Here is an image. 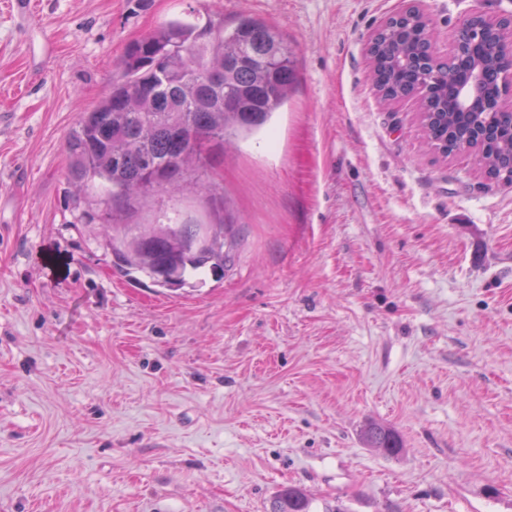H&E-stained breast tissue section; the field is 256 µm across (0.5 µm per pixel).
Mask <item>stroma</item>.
Returning a JSON list of instances; mask_svg holds the SVG:
<instances>
[{"label":"stroma","instance_id":"obj_1","mask_svg":"<svg viewBox=\"0 0 512 512\" xmlns=\"http://www.w3.org/2000/svg\"><path fill=\"white\" fill-rule=\"evenodd\" d=\"M0 0V512H512V185L421 146L367 42L404 0ZM441 58L471 13L422 0ZM250 17L296 60L238 137L119 224L231 227L224 273L161 288L112 264L65 140L126 47ZM378 422L403 448L362 441ZM311 502L299 486H285L274 496L270 512H310Z\"/></svg>","mask_w":512,"mask_h":512}]
</instances>
